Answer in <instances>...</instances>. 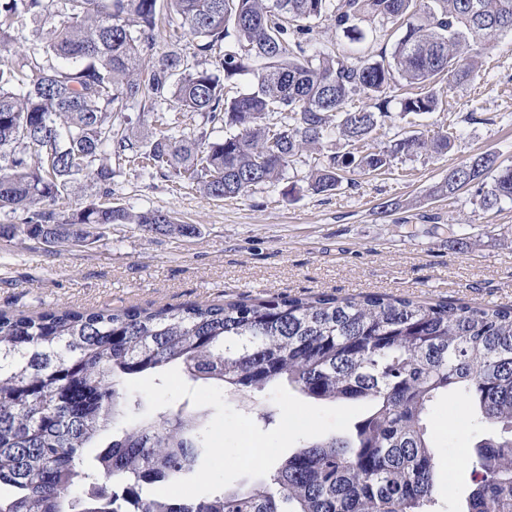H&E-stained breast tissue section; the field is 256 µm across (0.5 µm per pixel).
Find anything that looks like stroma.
Segmentation results:
<instances>
[{"label": "stroma", "instance_id": "35a3bbf8", "mask_svg": "<svg viewBox=\"0 0 512 512\" xmlns=\"http://www.w3.org/2000/svg\"><path fill=\"white\" fill-rule=\"evenodd\" d=\"M313 27L319 48L364 58L392 53L400 36L388 23L354 44L329 22ZM446 130L458 137L448 154L398 157L389 168L354 175L352 184L330 193L313 192L309 176L326 156L347 151L334 131L300 152L283 180L238 198L210 200L162 175L127 171L112 188L113 204L168 212L196 225L197 234L163 236L112 224L91 244L0 239V311L159 308L371 291L511 305L512 203L485 211L473 192L450 198L439 187L468 155L491 151L512 162V33L486 43L478 75L445 88L440 111L392 115L366 147L391 145L407 132ZM478 430L460 396L435 406L431 431L441 448L436 485L443 512H456L471 487L463 460Z\"/></svg>", "mask_w": 512, "mask_h": 512}]
</instances>
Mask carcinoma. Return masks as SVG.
Returning a JSON list of instances; mask_svg holds the SVG:
<instances>
[{
    "mask_svg": "<svg viewBox=\"0 0 512 512\" xmlns=\"http://www.w3.org/2000/svg\"><path fill=\"white\" fill-rule=\"evenodd\" d=\"M162 6L167 51L157 42ZM322 18L357 43L367 21L400 19L405 31L390 58L359 60L316 46L311 23ZM27 19L32 46L9 59ZM183 33L211 67L186 62ZM503 33H512V0H0V212H31L23 224H0V238L63 246L104 224L193 235L195 225L161 210L96 199L112 197L127 165L210 199L244 196L281 179L324 138L332 113L346 141L371 136L399 79L419 89L398 101L401 115L437 111L436 85L472 80L479 46ZM244 75L255 89L227 98L225 85ZM357 92L373 103L347 108ZM141 96L163 130L115 126L114 112ZM184 112L224 126V137L184 131ZM455 141L412 133L369 153L334 154L310 187L334 191L347 172L446 153ZM78 183L93 201L57 210ZM472 188L484 211L512 202V165L472 154L439 191ZM172 367L191 387L246 395L282 385L310 402L367 409L343 434L301 442L246 489L159 496L195 470L203 420L188 399L146 416L125 383ZM450 393L482 427L458 512H512L511 305L369 292L1 312L0 512H436L429 422ZM128 412L140 419L124 422Z\"/></svg>",
    "mask_w": 512,
    "mask_h": 512,
    "instance_id": "1",
    "label": "carcinoma"
}]
</instances>
